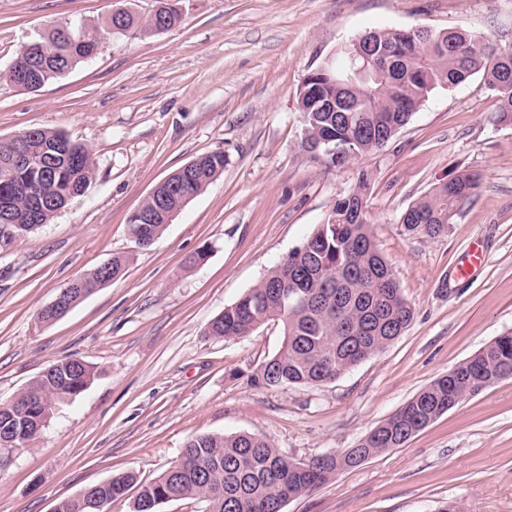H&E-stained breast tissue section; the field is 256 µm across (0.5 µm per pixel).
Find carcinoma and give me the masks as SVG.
Masks as SVG:
<instances>
[{
  "label": "carcinoma",
  "instance_id": "carcinoma-1",
  "mask_svg": "<svg viewBox=\"0 0 512 512\" xmlns=\"http://www.w3.org/2000/svg\"><path fill=\"white\" fill-rule=\"evenodd\" d=\"M79 27L85 32L83 39L70 40L58 28L37 34L32 42L46 47L49 54L36 59L37 49L21 50L8 68L9 80L29 90L34 68L44 86L89 61L97 52L98 38L114 35L110 23L103 29L85 23ZM358 40L364 44L356 45ZM358 40L340 49L336 64L315 69L316 77H306L298 89L301 146L313 158L339 167L381 149L432 90L459 85L476 74L497 92L495 122L512 126L511 46L491 47L476 35L453 29L435 30L426 37L408 29H385L366 32ZM361 49L373 55L374 72L367 80H356L352 94L343 81L350 55ZM31 135L47 146H65L66 157L57 166L14 167L12 142L0 141V227L16 219L19 225L11 228L18 234L49 223L84 192L94 175L92 152L85 144L47 129H33ZM223 171L224 152L197 158L141 205L153 214V222L138 226L130 220L129 231L142 228L146 245L153 244L186 205V196L203 193ZM367 181V174L360 172L353 190L334 201L304 243L209 323V335L221 339L248 336L271 322L281 325V349L250 376L253 385L279 388L333 381L385 349L413 320L414 311L365 218ZM479 181L478 174L464 172L436 186L401 215L402 233L427 239L448 234L458 208ZM33 194L44 199L45 209L30 221L24 213ZM96 285L94 272L86 273V287L58 293L59 305L41 310L40 322L59 320ZM54 366L55 374L36 377L14 397L0 402V422L9 420L21 436L29 435L37 423L43 429L56 405L75 400L94 377L93 367L80 359L61 360ZM504 379H512L511 333L457 365L453 379H435L357 447L332 458L321 455L295 461L251 433L200 434L148 483L138 482L132 472L98 483V512H108L112 500L135 486L133 512H157L156 502L164 499H199L206 502L207 512H279L282 501L317 489L341 465L355 467L359 459L405 444L428 421L448 412V404L456 407ZM55 512L91 510L79 492L59 500Z\"/></svg>",
  "mask_w": 512,
  "mask_h": 512
}]
</instances>
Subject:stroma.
<instances>
[{"label":"stroma","instance_id":"1","mask_svg":"<svg viewBox=\"0 0 512 512\" xmlns=\"http://www.w3.org/2000/svg\"><path fill=\"white\" fill-rule=\"evenodd\" d=\"M178 22L115 35L39 90L6 72L38 32L105 25L159 0H0V140L34 128L87 145L96 172L50 224L0 240V401L49 364L96 375L33 444L0 453V512L57 500L128 471L149 481L192 436L248 432L306 460L355 447L418 391L512 332V128L482 75L434 89L380 150L343 167L301 146L297 90L365 32L454 28L512 46V0H174ZM223 151V173L151 246L128 219L170 174ZM369 174L367 220L414 310L387 348L319 385L266 389L250 374L280 349L270 323L235 339L209 322L253 288ZM480 174L445 236L399 219L439 183ZM484 257L458 276L465 254ZM125 254L123 275L61 319L40 310L75 277ZM512 512V379L467 398L405 445L339 471L283 512Z\"/></svg>","mask_w":512,"mask_h":512}]
</instances>
